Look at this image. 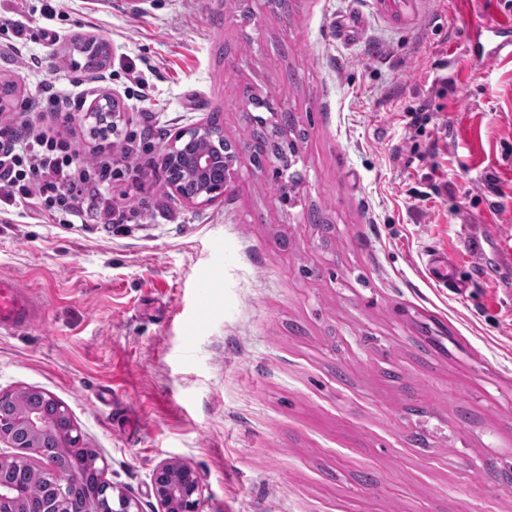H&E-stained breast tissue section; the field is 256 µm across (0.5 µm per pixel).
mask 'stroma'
I'll use <instances>...</instances> for the list:
<instances>
[{
  "label": "stroma",
  "mask_w": 512,
  "mask_h": 512,
  "mask_svg": "<svg viewBox=\"0 0 512 512\" xmlns=\"http://www.w3.org/2000/svg\"><path fill=\"white\" fill-rule=\"evenodd\" d=\"M243 2L62 0L49 20L42 0H0V25L56 62L34 76L0 46L12 112L78 79L129 113L104 138L35 118L123 174L112 223L0 219V274L42 306L0 334V390L63 401L143 512L166 458L194 467L202 512H512V59L472 54L512 30V0H296L245 30ZM98 34L97 84L81 46ZM247 85L308 130L296 204L268 172L210 207L174 202L171 135L217 112L245 140ZM423 104L446 130L410 126ZM431 183L448 193L420 200ZM432 247L466 295L429 278Z\"/></svg>",
  "instance_id": "obj_1"
}]
</instances>
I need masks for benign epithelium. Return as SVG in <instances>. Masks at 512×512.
I'll return each mask as SVG.
<instances>
[{"label": "benign epithelium", "instance_id": "1", "mask_svg": "<svg viewBox=\"0 0 512 512\" xmlns=\"http://www.w3.org/2000/svg\"><path fill=\"white\" fill-rule=\"evenodd\" d=\"M270 117L261 119L262 126L255 136L224 150V130L218 122V114L206 120L178 128L172 135L160 157L167 188L170 196L179 203L195 208L209 207L231 198L239 189V178L242 167L251 172H263L273 168L276 179L283 188V198L306 182L304 174L295 169L298 156L284 160L270 155L266 143L278 142L284 145L295 144V136L299 133V121L296 113L282 106L272 97L262 99ZM85 118L93 119L96 132H117L119 125L125 120L121 95L114 91L99 94L90 104ZM201 140L209 143V147L192 157L183 155V144L188 139ZM223 171V178L210 182L198 194L187 195L182 188V179L186 176L205 177L213 171ZM50 399L56 409V416L46 418L42 413L32 409L0 414V443L9 448H16L14 432L25 429L38 434L46 429L55 432L59 447L70 456L81 454L92 462L97 469L99 480L93 490L96 498L108 501L117 495L120 512H142L140 502L123 492H115V487L106 479L108 463L100 455L89 456V450L82 441L81 434L75 427L67 406L53 394L41 391ZM27 457L0 451V472L11 470L21 460L41 463L40 449L30 446L26 448ZM74 484L64 476H58L48 486L46 497L39 512H71ZM151 492L157 503L155 512H201L202 489L195 470L187 463L178 459L160 461L151 474ZM25 492L19 486L0 484V512H28L25 508Z\"/></svg>", "mask_w": 512, "mask_h": 512}]
</instances>
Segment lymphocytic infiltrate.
I'll use <instances>...</instances> for the list:
<instances>
[{
    "label": "lymphocytic infiltrate",
    "mask_w": 512,
    "mask_h": 512,
    "mask_svg": "<svg viewBox=\"0 0 512 512\" xmlns=\"http://www.w3.org/2000/svg\"><path fill=\"white\" fill-rule=\"evenodd\" d=\"M112 178L111 165L79 164L70 143L0 122V202L19 215L82 224L94 214L111 223Z\"/></svg>",
    "instance_id": "1"
}]
</instances>
